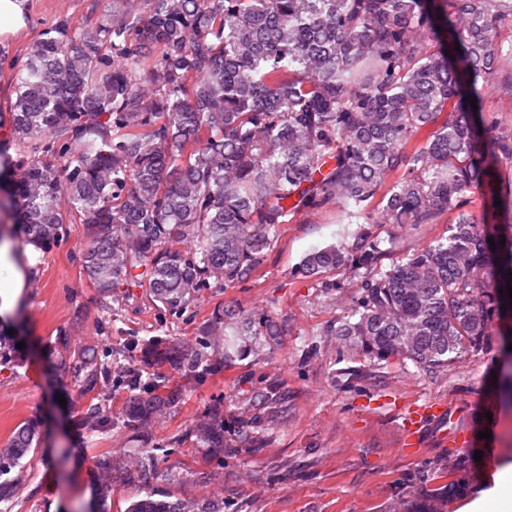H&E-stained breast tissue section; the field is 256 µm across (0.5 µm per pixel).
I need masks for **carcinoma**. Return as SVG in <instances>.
Instances as JSON below:
<instances>
[{
  "mask_svg": "<svg viewBox=\"0 0 512 512\" xmlns=\"http://www.w3.org/2000/svg\"><path fill=\"white\" fill-rule=\"evenodd\" d=\"M507 22L512 0H113L90 24L61 21L15 71V224L44 249L84 225L80 263L102 311L134 287L180 314L202 288L248 281L288 216L339 206L358 225L352 243L310 250L296 273L316 280L348 268L361 278L334 330L342 344L426 372L495 344L512 359V336L493 333L512 301V224L490 232L463 210L493 177L501 207H512V181L497 169L512 158V137L472 108L512 67V45L499 40ZM448 111L453 119L438 122ZM381 190L391 224H437L450 211L456 223L385 266L359 224ZM285 332L268 314L226 305L195 347L160 338L140 352L193 372L212 360L213 336L269 345ZM109 364L85 346L60 356L57 371L91 389ZM121 371L117 384L139 390L128 421L180 402L178 389L142 379L136 364ZM111 422L97 405L79 418L90 435ZM190 436L224 454V405ZM35 439L30 424L13 433L0 476ZM96 467L102 479L83 512H108L112 485L129 480L110 459ZM156 476L147 451L138 482ZM224 508L222 497L148 493L128 512Z\"/></svg>",
  "mask_w": 512,
  "mask_h": 512,
  "instance_id": "carcinoma-1",
  "label": "carcinoma"
}]
</instances>
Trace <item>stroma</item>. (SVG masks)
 <instances>
[{
	"label": "stroma",
	"mask_w": 512,
	"mask_h": 512,
	"mask_svg": "<svg viewBox=\"0 0 512 512\" xmlns=\"http://www.w3.org/2000/svg\"><path fill=\"white\" fill-rule=\"evenodd\" d=\"M111 9L112 0H28L30 24L8 48L25 57L57 21L78 25ZM364 216L391 262L445 235L454 221L449 214L438 224H386L375 203ZM354 230L339 207L289 218L252 279L204 289L183 315L172 317L138 288L112 314H103L79 261L83 227L71 225L68 236L39 251L14 314L20 345L0 355V446L24 422H34L38 431L20 466L8 474L17 491L0 503V512H81L100 476L97 460L111 459L134 475L146 448L158 457L151 490L186 501L220 496L228 512H408L417 494L409 479L425 462L431 465L433 512H465L491 487L496 472L512 467V404L500 400L493 382L512 372V360L495 350L469 353L429 374L409 361L377 362L344 347L333 330L349 310L358 277L337 271L329 289L297 275L296 268L313 248L350 242ZM227 304L278 317L288 333L270 348L248 345L233 358L218 355L202 377L160 363L145 369V376H164L183 393L174 412L151 423H121L127 389L100 384L85 391L55 370L60 353L90 342L106 352L157 336L194 346L199 325ZM269 390L284 398L276 419L268 417L260 398ZM425 401L447 406L445 424L457 438L439 440L443 423L427 420L421 452L408 457L400 451L402 415L410 404ZM217 402L224 405V439L234 449L224 457L195 447L188 435L189 428L207 422ZM96 403L105 405L114 424L90 437L75 421ZM246 420L254 424L250 443L241 439ZM485 429L489 438H479ZM488 446L493 455H484ZM478 451L483 458L472 462L462 488L437 496L456 455Z\"/></svg>",
	"instance_id": "35a3bbf8"
}]
</instances>
